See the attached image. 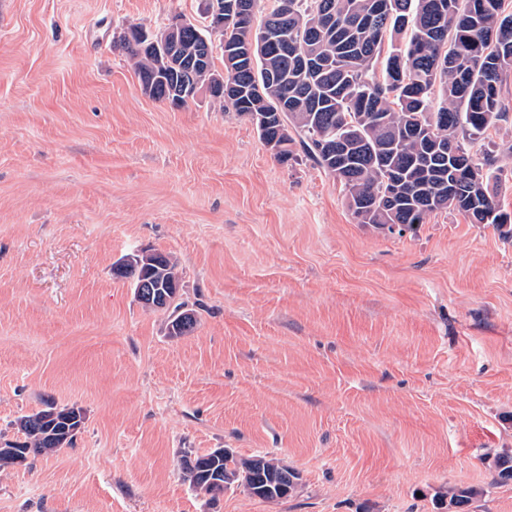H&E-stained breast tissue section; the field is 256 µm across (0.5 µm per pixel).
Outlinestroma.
<instances>
[{"label": "stroma", "mask_w": 512, "mask_h": 512, "mask_svg": "<svg viewBox=\"0 0 512 512\" xmlns=\"http://www.w3.org/2000/svg\"><path fill=\"white\" fill-rule=\"evenodd\" d=\"M203 0H0V443L77 407L72 446L0 469V512H512V238L455 211L405 233L357 223L302 150L278 161L207 90L146 95L119 40ZM507 119L482 145L511 166ZM177 262L195 313L173 338L114 269ZM268 454V502L211 498L183 456ZM478 493L475 488L448 487V491L441 493L435 500V508L446 509L445 512H468L466 507Z\"/></svg>", "instance_id": "35a3bbf8"}]
</instances>
